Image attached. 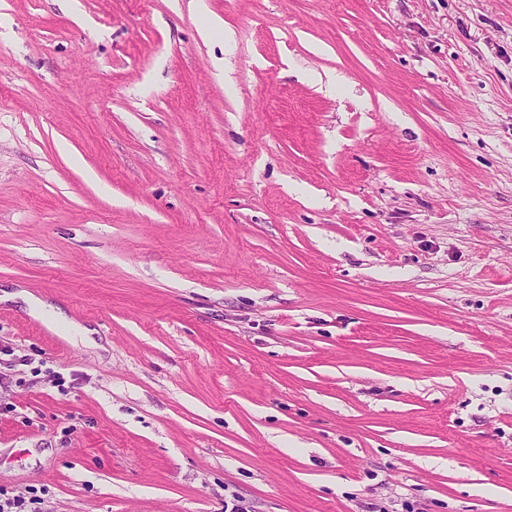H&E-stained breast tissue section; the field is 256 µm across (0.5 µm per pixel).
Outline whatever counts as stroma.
I'll list each match as a JSON object with an SVG mask.
<instances>
[{
  "mask_svg": "<svg viewBox=\"0 0 512 512\" xmlns=\"http://www.w3.org/2000/svg\"><path fill=\"white\" fill-rule=\"evenodd\" d=\"M188 2L0 0V488L512 512V0Z\"/></svg>",
  "mask_w": 512,
  "mask_h": 512,
  "instance_id": "35a3bbf8",
  "label": "stroma"
}]
</instances>
